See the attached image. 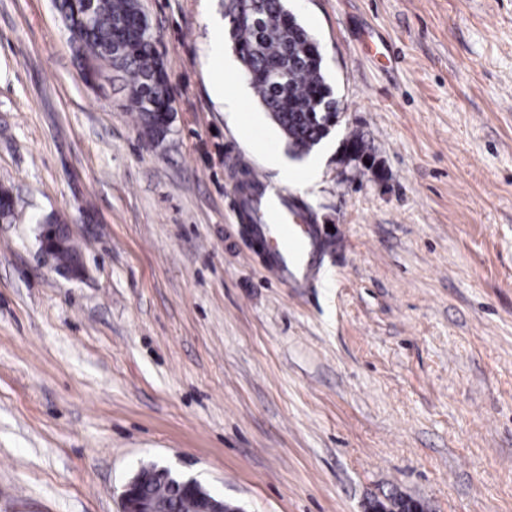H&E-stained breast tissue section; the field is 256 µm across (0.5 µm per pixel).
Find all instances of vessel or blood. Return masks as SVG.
I'll use <instances>...</instances> for the list:
<instances>
[{"mask_svg": "<svg viewBox=\"0 0 512 512\" xmlns=\"http://www.w3.org/2000/svg\"><path fill=\"white\" fill-rule=\"evenodd\" d=\"M254 185L251 210L245 219L259 242L270 243L268 274L291 287H312L321 267L325 241L302 214L293 212L286 190L273 187L260 176Z\"/></svg>", "mask_w": 512, "mask_h": 512, "instance_id": "1", "label": "vessel or blood"}]
</instances>
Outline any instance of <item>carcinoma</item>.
Segmentation results:
<instances>
[{
  "mask_svg": "<svg viewBox=\"0 0 512 512\" xmlns=\"http://www.w3.org/2000/svg\"><path fill=\"white\" fill-rule=\"evenodd\" d=\"M85 0H55L67 28L81 32L78 53L85 61L105 62L127 80V108L136 113L145 136L154 138L169 111L166 73L156 46L145 39L136 24L139 0H93L94 20L83 30ZM231 38L243 72L259 102L282 130L288 146L308 153L328 135L336 118V96L326 82L322 58L312 51L313 38L294 18L284 0H230L227 4ZM281 19L275 35L266 34L270 16ZM0 220H16L13 196L0 191ZM162 504V512H194L191 498L169 497L166 479L159 476L149 486Z\"/></svg>",
  "mask_w": 512,
  "mask_h": 512,
  "instance_id": "obj_1",
  "label": "carcinoma"
}]
</instances>
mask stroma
I'll use <instances>...</instances> for the list:
<instances>
[{
	"label": "stroma",
	"instance_id": "obj_1",
	"mask_svg": "<svg viewBox=\"0 0 512 512\" xmlns=\"http://www.w3.org/2000/svg\"><path fill=\"white\" fill-rule=\"evenodd\" d=\"M140 2L176 99L155 144L54 0H0V512H119L150 462L244 512H512V0H286L343 112L287 189L330 242L305 291L237 207L306 160L232 44L210 61L221 0ZM51 223H58V219L53 216L46 217L42 222L39 224L43 225L42 234L39 237L40 240V248L41 250L54 261L55 268L58 270L57 266V260L60 263L59 266L61 268H64L65 270L69 269V266L71 262L74 259V255L77 254V245L75 246L73 242H70L69 246L59 253L60 249L63 247V241L58 233V228L64 226L67 229V233L69 235V238L73 240V237L70 232V228L68 225V222H65V224H51ZM59 253V254H58ZM58 255V256H57ZM60 273L69 276V277H77L80 272H69L64 273L59 269Z\"/></svg>",
	"mask_w": 512,
	"mask_h": 512
}]
</instances>
